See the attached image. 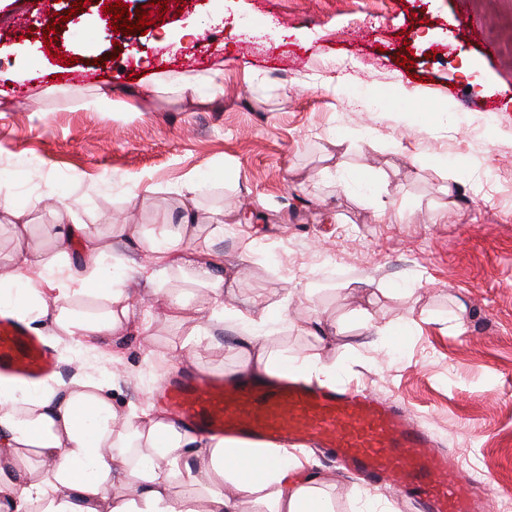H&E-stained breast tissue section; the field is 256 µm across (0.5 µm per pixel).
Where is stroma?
<instances>
[{
  "label": "stroma",
  "instance_id": "35a3bbf8",
  "mask_svg": "<svg viewBox=\"0 0 512 512\" xmlns=\"http://www.w3.org/2000/svg\"><path fill=\"white\" fill-rule=\"evenodd\" d=\"M143 2L154 24L124 35L91 0L66 22L57 0H0V18L27 19L0 30V197L26 209L44 253L64 225H87L68 247L72 276L91 245L105 272L128 276L117 335L74 346L36 326L61 378L101 379L121 410L151 407L204 320L195 366L240 370L253 326L160 301L183 283L147 233L188 206L189 249L223 263L230 312L297 308L291 325L266 326L269 345L321 353L344 382L403 407L478 480L489 512H512V0ZM467 16L479 34L463 33ZM184 71L207 106L151 93ZM103 84L111 96L82 108L62 92ZM395 84L427 120L355 107ZM357 169L367 186L351 181ZM49 183L56 198L31 207ZM213 224L223 235L209 236ZM458 301L462 334L448 320ZM314 314L336 325L328 343ZM403 319L411 334H380ZM314 459L336 512H358L361 481Z\"/></svg>",
  "mask_w": 512,
  "mask_h": 512
}]
</instances>
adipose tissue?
<instances>
[{"label": "adipose tissue", "mask_w": 512, "mask_h": 512, "mask_svg": "<svg viewBox=\"0 0 512 512\" xmlns=\"http://www.w3.org/2000/svg\"><path fill=\"white\" fill-rule=\"evenodd\" d=\"M194 217L163 225L158 251L186 283L222 306L224 268L185 255ZM101 262L89 250L78 286L54 283L56 294L15 276H0V306L47 323L71 343L114 333L129 307L122 281L98 287ZM246 369L278 373L291 366L321 383L342 373L320 354H288L265 337L251 338ZM305 453L256 448L189 432L157 411L117 410L90 378H48L30 387L0 382V512H241L244 500L264 512H333L329 483L307 474ZM186 494L175 495L176 485Z\"/></svg>", "instance_id": "obj_1"}]
</instances>
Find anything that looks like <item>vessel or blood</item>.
<instances>
[{
    "label": "vessel or blood",
    "instance_id": "vessel-or-blood-1",
    "mask_svg": "<svg viewBox=\"0 0 512 512\" xmlns=\"http://www.w3.org/2000/svg\"><path fill=\"white\" fill-rule=\"evenodd\" d=\"M57 369L55 355L25 321L0 316V376L32 382ZM186 429L219 438L321 449L373 487L395 486L417 512H482L469 475H448V456L403 408L355 387L283 375L188 369L158 393Z\"/></svg>",
    "mask_w": 512,
    "mask_h": 512
}]
</instances>
